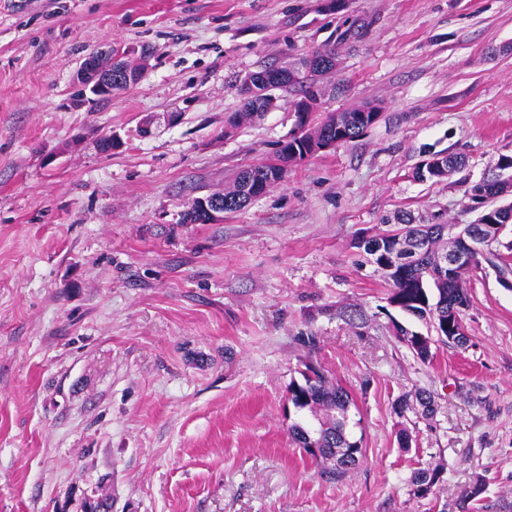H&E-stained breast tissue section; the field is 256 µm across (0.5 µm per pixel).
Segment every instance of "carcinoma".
Returning <instances> with one entry per match:
<instances>
[{
	"instance_id": "obj_1",
	"label": "carcinoma",
	"mask_w": 512,
	"mask_h": 512,
	"mask_svg": "<svg viewBox=\"0 0 512 512\" xmlns=\"http://www.w3.org/2000/svg\"><path fill=\"white\" fill-rule=\"evenodd\" d=\"M305 70L299 72L279 66H264L251 72L253 88L241 90L242 99L238 111L231 113L227 126L237 129L269 111L271 96L277 91L299 89L300 101L311 96H322V79L336 71L337 58L333 48L316 50L303 61ZM370 105H362L344 112H330L302 139L290 135L282 141L279 154L293 151L300 154H317L316 147L327 138L336 136L341 143L353 142L362 137L371 127ZM464 166V160L456 153L445 151L429 155L428 163L419 167L416 177L420 180L442 181ZM499 173L466 188V194L480 211L476 223L468 225L470 235L490 237L493 224H512V202L506 206L496 205V200L512 191V156L502 155L496 163ZM285 173L270 163L245 168L237 174L232 186L224 190V210L235 212L251 202L249 183L260 180L269 186L283 179ZM446 224H417L409 213L395 217V228L363 241L364 250L371 262L383 273L390 288L389 302L401 311L418 318H431V326L443 343L453 342L461 346L466 338L457 335L455 328L461 321V314L468 306L466 277L458 268L444 264L448 260V248L459 251L461 243L452 242L450 247L440 246ZM499 275L512 273V267L501 262L500 254L493 247L486 248L480 255ZM395 335L423 362L432 356V336L413 331L395 322ZM315 374V380L303 378V382H292L289 386V400L297 409L319 410L322 418L310 436H305L298 425L291 427L294 442L305 453L315 459L330 460L336 450L348 452L358 447V440L349 431V411L353 404L350 393L340 384L333 383L318 368L308 367ZM422 407V415L434 413V400L430 393L417 390L411 395L398 399L395 411L402 415L410 408L411 402ZM440 469L427 466L418 469L412 477L415 492L426 494L437 483Z\"/></svg>"
}]
</instances>
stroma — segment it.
Listing matches in <instances>:
<instances>
[{"label":"stroma","mask_w":512,"mask_h":512,"mask_svg":"<svg viewBox=\"0 0 512 512\" xmlns=\"http://www.w3.org/2000/svg\"><path fill=\"white\" fill-rule=\"evenodd\" d=\"M322 3L0 0V512H459L479 479V512H512V288L474 270L466 345L424 363L393 325L425 322L357 247L401 211L475 222L466 187L512 155V0ZM329 42L339 71L310 123L365 103L378 121L222 223H184L295 128L283 98L223 136L242 78ZM143 44L135 85L78 104L86 55ZM110 133L123 145L101 153ZM439 151L465 167L418 180ZM309 363L354 399L363 458L334 479L290 435ZM419 389L434 414H396Z\"/></svg>","instance_id":"1"}]
</instances>
